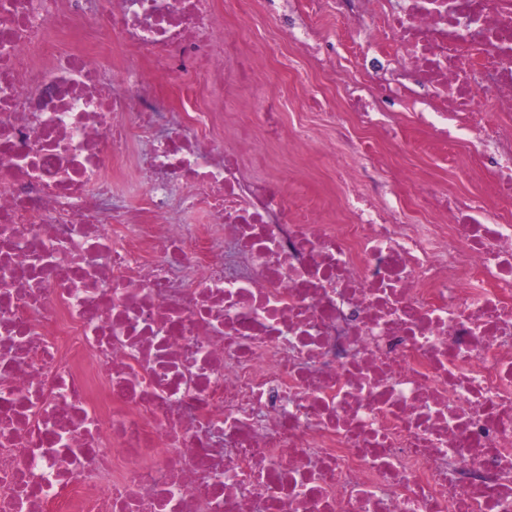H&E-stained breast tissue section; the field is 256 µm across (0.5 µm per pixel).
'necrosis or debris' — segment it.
Returning <instances> with one entry per match:
<instances>
[{
	"mask_svg": "<svg viewBox=\"0 0 512 512\" xmlns=\"http://www.w3.org/2000/svg\"><path fill=\"white\" fill-rule=\"evenodd\" d=\"M276 2L291 49L321 62L328 11L362 62L351 90L323 68L324 127L281 126L287 85L220 19L241 0H0V512H512V0ZM141 59L202 111L158 133ZM381 97L480 188L386 155ZM412 165L419 174L436 181L441 186L447 188H464L468 185V155L466 153L459 154L457 163L450 170H448V168L444 170L437 167L434 160L426 156L413 159Z\"/></svg>",
	"mask_w": 512,
	"mask_h": 512,
	"instance_id": "obj_1",
	"label": "necrosis or debris"
}]
</instances>
